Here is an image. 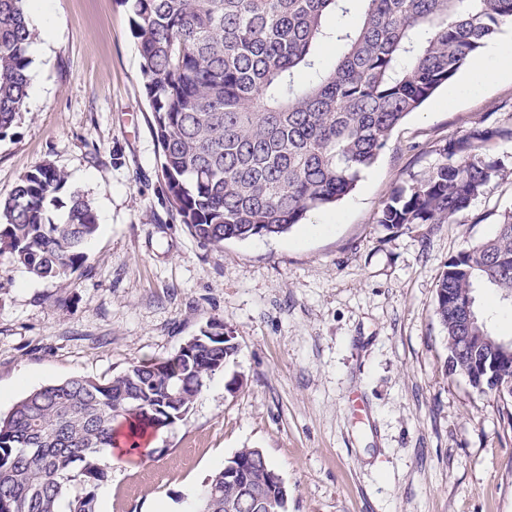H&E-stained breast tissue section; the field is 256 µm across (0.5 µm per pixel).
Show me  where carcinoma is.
Here are the masks:
<instances>
[{
  "mask_svg": "<svg viewBox=\"0 0 512 512\" xmlns=\"http://www.w3.org/2000/svg\"><path fill=\"white\" fill-rule=\"evenodd\" d=\"M27 0H0V137L27 95L35 33ZM132 12L144 92L171 212L199 242L275 237L348 195L392 131L456 76L502 26L512 0H119ZM341 50L331 65L320 49ZM512 128H475L448 142L421 180L400 187L377 223L448 224L506 165L485 156ZM64 210L57 216L55 211ZM99 229L92 201L51 164L0 201V260L40 279L88 261ZM485 288L512 301V211L497 234L448 260L436 315L458 373L483 353H456L461 300ZM209 322L169 357L107 380L73 377L36 389L0 416V512H97L108 449L138 447L181 420L206 380L238 354ZM242 448L235 484L211 476L195 512H288L269 461ZM264 488L268 505L237 504Z\"/></svg>",
  "mask_w": 512,
  "mask_h": 512,
  "instance_id": "obj_1",
  "label": "carcinoma"
}]
</instances>
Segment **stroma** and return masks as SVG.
Segmentation results:
<instances>
[{"instance_id":"stroma-1","label":"stroma","mask_w":512,"mask_h":512,"mask_svg":"<svg viewBox=\"0 0 512 512\" xmlns=\"http://www.w3.org/2000/svg\"><path fill=\"white\" fill-rule=\"evenodd\" d=\"M56 36L32 58L25 105L0 138V199L43 163L103 216L86 269L39 280L0 271V415L72 377L108 379L170 356L210 321L239 352L188 414L112 469L98 512H191L204 481L262 449L288 512H512V400L446 371L435 314L450 257L494 236L508 176L450 224H378L397 187L449 141L512 126V76L440 87L392 133L335 206L273 238L201 245L169 210L136 41L117 0H57Z\"/></svg>"}]
</instances>
